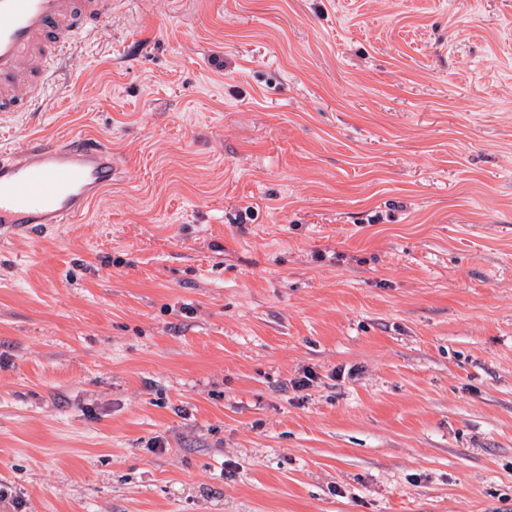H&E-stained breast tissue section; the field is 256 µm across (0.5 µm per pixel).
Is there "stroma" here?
<instances>
[{
  "mask_svg": "<svg viewBox=\"0 0 512 512\" xmlns=\"http://www.w3.org/2000/svg\"><path fill=\"white\" fill-rule=\"evenodd\" d=\"M37 95L120 176L0 240V512H512V0H112Z\"/></svg>",
  "mask_w": 512,
  "mask_h": 512,
  "instance_id": "1",
  "label": "stroma"
}]
</instances>
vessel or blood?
<instances>
[{
	"label": "vessel or blood",
	"instance_id": "obj_1",
	"mask_svg": "<svg viewBox=\"0 0 512 512\" xmlns=\"http://www.w3.org/2000/svg\"><path fill=\"white\" fill-rule=\"evenodd\" d=\"M111 16L109 0H0V112L36 111L32 83L49 84L76 34ZM116 175L111 151L83 137L63 145L29 140L18 153L0 154V236L69 223Z\"/></svg>",
	"mask_w": 512,
	"mask_h": 512
}]
</instances>
